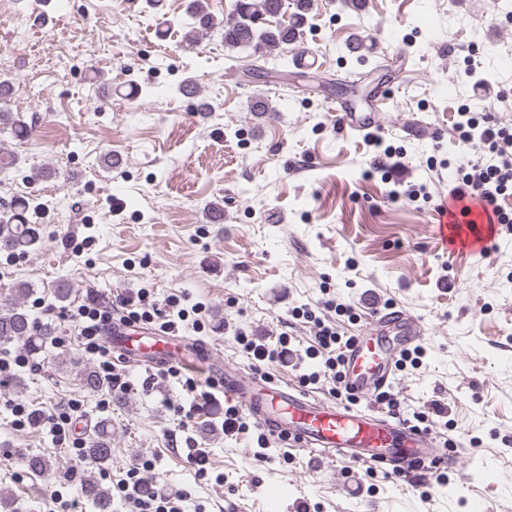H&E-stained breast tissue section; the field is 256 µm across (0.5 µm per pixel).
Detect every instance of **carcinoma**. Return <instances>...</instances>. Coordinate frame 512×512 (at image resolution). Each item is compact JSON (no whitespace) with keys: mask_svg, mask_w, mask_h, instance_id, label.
Returning <instances> with one entry per match:
<instances>
[{"mask_svg":"<svg viewBox=\"0 0 512 512\" xmlns=\"http://www.w3.org/2000/svg\"><path fill=\"white\" fill-rule=\"evenodd\" d=\"M314 0H234L232 12L217 20L206 10L205 0H189V30L185 41L195 43L199 35L217 28L222 31L224 48L252 51L258 58L276 51L283 64H288L287 53L295 50L302 41L308 15ZM0 124L14 128L20 138L28 136L26 124L11 112L0 109ZM26 203L14 200L9 209L0 212V250L25 253L40 243L36 229L26 217ZM29 288L17 285L15 298L7 312L0 314V342L20 340L28 352L42 349L47 330L36 325L35 318L25 305ZM83 386L93 392L111 388L110 382L91 367L78 372ZM84 453L99 465L112 460V422L102 419L95 434L88 441ZM83 492L89 497L98 512H112V494L99 481L84 480Z\"/></svg>","mask_w":512,"mask_h":512,"instance_id":"cac0c4a2","label":"carcinoma"}]
</instances>
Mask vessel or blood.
<instances>
[{
	"instance_id": "vessel-or-blood-1",
	"label": "vessel or blood",
	"mask_w": 512,
	"mask_h": 512,
	"mask_svg": "<svg viewBox=\"0 0 512 512\" xmlns=\"http://www.w3.org/2000/svg\"><path fill=\"white\" fill-rule=\"evenodd\" d=\"M342 126L359 132L377 130L378 108L353 111L350 104L331 103ZM423 335L421 322L404 310L373 308L366 324L344 354L343 381L357 396H372L389 387L397 353L413 348ZM127 361L149 368L160 361H180L208 374H222L224 396L255 423L290 446L325 458L340 455L369 467L393 465L404 478L416 472L438 473L448 464V444L431 433L412 428L395 415L363 411L350 405L328 403L256 375L244 377L219 371L201 348L184 352L180 344L154 334L150 344L133 351Z\"/></svg>"
}]
</instances>
